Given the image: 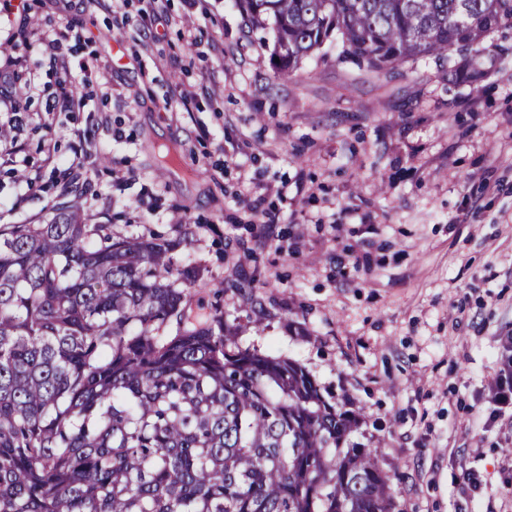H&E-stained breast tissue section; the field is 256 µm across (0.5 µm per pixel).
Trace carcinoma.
Returning a JSON list of instances; mask_svg holds the SVG:
<instances>
[{
	"mask_svg": "<svg viewBox=\"0 0 512 512\" xmlns=\"http://www.w3.org/2000/svg\"><path fill=\"white\" fill-rule=\"evenodd\" d=\"M290 76L329 41L376 73L471 53L512 0H236ZM0 224V512H393L376 449L240 319L185 305L194 269L149 232L90 224L80 193Z\"/></svg>",
	"mask_w": 512,
	"mask_h": 512,
	"instance_id": "cac0c4a2",
	"label": "carcinoma"
}]
</instances>
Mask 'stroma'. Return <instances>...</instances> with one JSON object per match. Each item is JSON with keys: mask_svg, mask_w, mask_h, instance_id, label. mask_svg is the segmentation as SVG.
Segmentation results:
<instances>
[{"mask_svg": "<svg viewBox=\"0 0 512 512\" xmlns=\"http://www.w3.org/2000/svg\"><path fill=\"white\" fill-rule=\"evenodd\" d=\"M143 7L0 0V70L36 86L17 131L0 96V156L16 157L0 165V224L58 201L55 168L86 132L84 212L170 240L196 269L191 309L241 318L242 346L296 361L352 411L395 512H512V408L488 392L512 335V31L487 37L507 52L479 53L473 88L429 59L378 75L330 43L278 77L234 0H167L148 53ZM70 22L65 58L88 97L52 112L58 73L38 35ZM204 83L189 111L167 109Z\"/></svg>", "mask_w": 512, "mask_h": 512, "instance_id": "stroma-1", "label": "stroma"}]
</instances>
